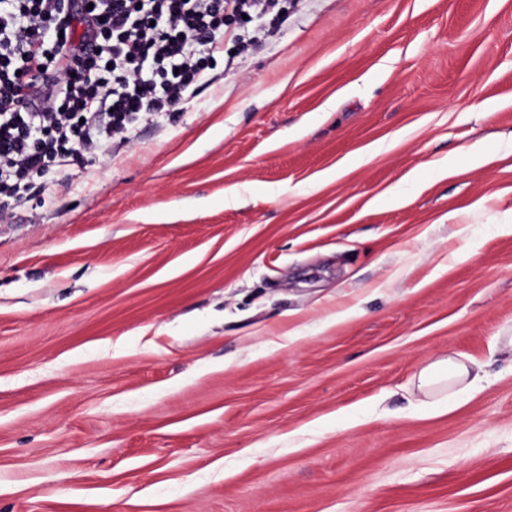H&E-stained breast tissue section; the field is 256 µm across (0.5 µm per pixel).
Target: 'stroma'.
<instances>
[{"instance_id":"35a3bbf8","label":"stroma","mask_w":512,"mask_h":512,"mask_svg":"<svg viewBox=\"0 0 512 512\" xmlns=\"http://www.w3.org/2000/svg\"><path fill=\"white\" fill-rule=\"evenodd\" d=\"M210 65L1 205L0 512H512V0H282ZM474 365L471 361L453 357L430 363L418 373L417 389L427 398L458 385L464 386L461 391H478L481 380L479 373L469 380Z\"/></svg>"}]
</instances>
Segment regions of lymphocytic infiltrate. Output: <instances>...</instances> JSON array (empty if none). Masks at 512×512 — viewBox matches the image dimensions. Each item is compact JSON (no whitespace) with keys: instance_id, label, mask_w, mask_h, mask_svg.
Returning a JSON list of instances; mask_svg holds the SVG:
<instances>
[{"instance_id":"lymphocytic-infiltrate-1","label":"lymphocytic infiltrate","mask_w":512,"mask_h":512,"mask_svg":"<svg viewBox=\"0 0 512 512\" xmlns=\"http://www.w3.org/2000/svg\"><path fill=\"white\" fill-rule=\"evenodd\" d=\"M279 0H0V196L84 166L177 111L224 38L226 10Z\"/></svg>"}]
</instances>
